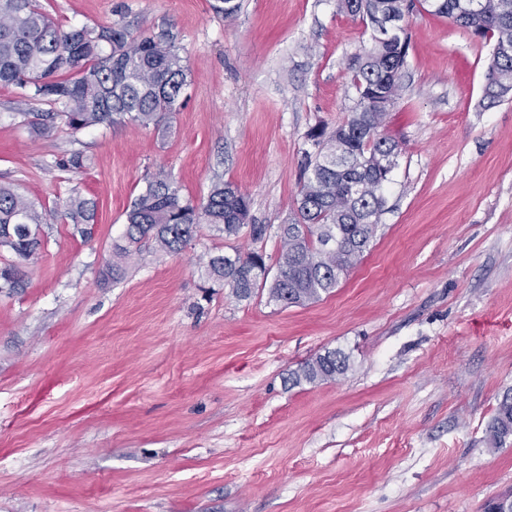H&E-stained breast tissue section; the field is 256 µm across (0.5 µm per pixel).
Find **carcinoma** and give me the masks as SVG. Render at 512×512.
<instances>
[{"instance_id":"carcinoma-1","label":"carcinoma","mask_w":512,"mask_h":512,"mask_svg":"<svg viewBox=\"0 0 512 512\" xmlns=\"http://www.w3.org/2000/svg\"><path fill=\"white\" fill-rule=\"evenodd\" d=\"M413 0H338L339 10L370 21V47L356 57L352 84L357 101L346 122L327 133L313 129L298 193L295 222L279 228L277 275L268 280L269 265L258 252L208 256L201 272L209 281L250 298L268 288L269 300L285 306L320 299L338 286L340 276L356 266L376 236L384 190L392 168L379 159L395 158L398 144L379 134L387 113L377 107L398 99L409 44L404 29L379 31V19L399 20ZM433 13L452 19L472 37L492 44L482 105L491 108L512 92V0H432ZM28 89L29 98L60 104L74 131L128 119L147 126L178 111L186 97L187 69L166 31L131 36L116 27H72L64 30L43 12L38 0H0V86ZM33 132L54 129L55 113L35 112ZM249 198L223 179L211 186L205 202L180 197L177 185L159 172L148 179L126 211L124 243L112 247V281L125 273L127 260L145 240L162 252H177L192 240L197 226L209 224L226 237L245 227ZM62 213L81 235L90 234L95 203L71 195ZM47 213L13 186L0 182V250L18 262L0 267V290L24 282L21 266L41 248V226ZM349 369L339 351H328L302 364L290 380L334 381ZM512 437V389L504 393L488 423L486 439L497 447Z\"/></svg>"}]
</instances>
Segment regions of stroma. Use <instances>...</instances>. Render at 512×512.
Segmentation results:
<instances>
[{
    "label": "stroma",
    "instance_id": "obj_1",
    "mask_svg": "<svg viewBox=\"0 0 512 512\" xmlns=\"http://www.w3.org/2000/svg\"><path fill=\"white\" fill-rule=\"evenodd\" d=\"M62 28L170 30L191 85L163 127L80 131L0 87V182L43 210L97 205L89 237L54 217L0 291V512H484L512 498V440L486 429L512 388V94L481 109L488 43L413 11L399 145L377 234L334 291L282 307L205 286L197 260L234 250L275 264L312 128L347 120L351 67L372 30L337 0H39ZM80 151L82 170L59 167ZM165 171L200 204L215 175L253 223L199 225L180 253L146 243L107 271L126 210ZM350 367L292 384L328 351Z\"/></svg>",
    "mask_w": 512,
    "mask_h": 512
}]
</instances>
